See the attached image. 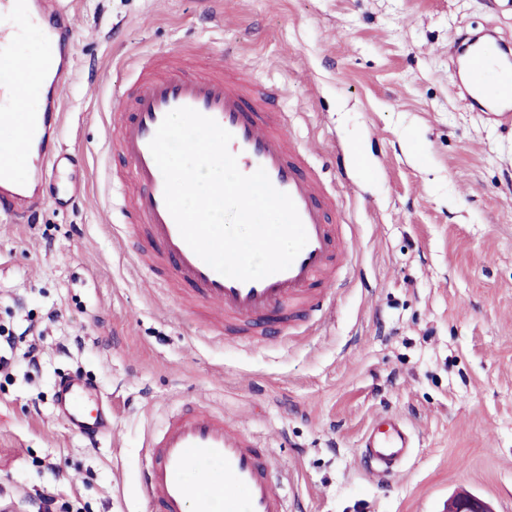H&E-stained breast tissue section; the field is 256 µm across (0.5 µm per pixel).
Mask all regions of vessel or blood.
<instances>
[{
    "mask_svg": "<svg viewBox=\"0 0 512 512\" xmlns=\"http://www.w3.org/2000/svg\"><path fill=\"white\" fill-rule=\"evenodd\" d=\"M19 18L42 30L49 48L31 62L11 52L15 31L0 24V210L18 221H32L43 202L48 177L66 162L53 151L61 121L58 91L70 78L71 29L59 0H0L2 18ZM457 91L484 119L512 128V41L488 29L463 35L457 45ZM43 103L39 112L17 121L29 91ZM131 112L114 114L113 142L125 159L133 193L127 209L136 222L141 262L173 287L178 298L207 323L216 336H251L270 320L295 325L316 311L324 288L333 282L348 254L346 223L336 206L333 184L314 165L288 131V115L276 108L279 91L244 75L235 64L217 69L196 62L189 49L145 56L136 80L118 92ZM190 107L213 118L233 135L229 150L243 174L264 169L272 185L290 195L307 233V244L281 272L242 282L221 275L182 238L164 201V178L149 143L163 118ZM26 174H19L17 164ZM97 390L78 378L62 381L57 406L90 442L109 427L103 413L89 414ZM410 429L388 418L367 427L361 438L363 460L371 469L392 467L408 454ZM142 489L152 512H289L276 486L269 448L238 422L199 403L176 407L164 425L146 438ZM209 476L189 485V468Z\"/></svg>",
    "mask_w": 512,
    "mask_h": 512,
    "instance_id": "vessel-or-blood-1",
    "label": "vessel or blood"
}]
</instances>
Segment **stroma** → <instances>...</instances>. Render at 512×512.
Wrapping results in <instances>:
<instances>
[{
	"label": "stroma",
	"mask_w": 512,
	"mask_h": 512,
	"mask_svg": "<svg viewBox=\"0 0 512 512\" xmlns=\"http://www.w3.org/2000/svg\"><path fill=\"white\" fill-rule=\"evenodd\" d=\"M74 76L63 150L68 207L0 213V327L29 332L0 373V512H151L145 439L179 404L238 420L272 452L290 512H443L466 491L512 512V128L454 90L461 33L512 37L502 0H64ZM195 45L279 90L289 133L334 181L350 262L321 308L253 342L217 340L137 263L126 166L107 146L116 85L139 57ZM80 375L112 404L98 444L54 407ZM414 432L397 473L361 436Z\"/></svg>",
	"instance_id": "stroma-1"
}]
</instances>
